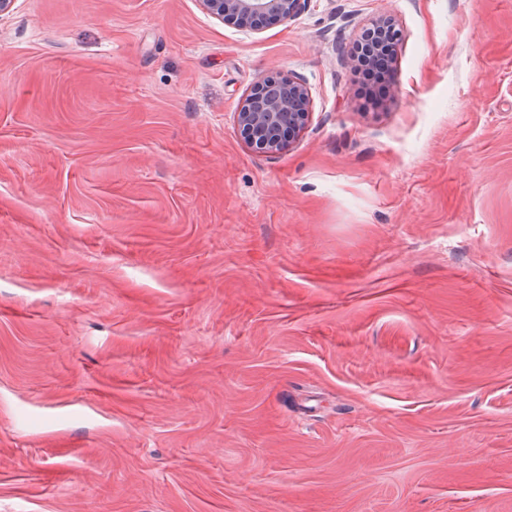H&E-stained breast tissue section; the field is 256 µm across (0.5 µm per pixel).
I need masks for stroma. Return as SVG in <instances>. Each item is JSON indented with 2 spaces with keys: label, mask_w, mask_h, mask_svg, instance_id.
<instances>
[{
  "label": "stroma",
  "mask_w": 512,
  "mask_h": 512,
  "mask_svg": "<svg viewBox=\"0 0 512 512\" xmlns=\"http://www.w3.org/2000/svg\"><path fill=\"white\" fill-rule=\"evenodd\" d=\"M275 73L312 118L261 154ZM0 512H512V0H16ZM310 0H198L202 9L217 20L259 29L268 19L288 21ZM371 26L388 31L390 42L381 41L374 47V50L379 53H381L383 50L392 60V58L397 53L400 36L395 28L392 27L391 19L387 17H379L372 22ZM373 33L369 35L367 38L363 37V41L359 43L356 47V51L354 56L359 59L361 63L360 66H357L356 70L361 78V83L364 88L369 90V93L373 95V93L380 94V90H382L387 83V74L380 70L370 69L364 66L362 59L365 57L366 49L369 43V40L372 38ZM254 91L245 95L236 113L240 133L255 151L281 152L311 120L310 93L299 78L282 73L264 77Z\"/></svg>",
  "instance_id": "35a3bbf8"
}]
</instances>
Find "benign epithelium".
Instances as JSON below:
<instances>
[{
  "instance_id": "7a95c632",
  "label": "benign epithelium",
  "mask_w": 512,
  "mask_h": 512,
  "mask_svg": "<svg viewBox=\"0 0 512 512\" xmlns=\"http://www.w3.org/2000/svg\"><path fill=\"white\" fill-rule=\"evenodd\" d=\"M202 9L217 20L240 27L259 28L268 19L288 21L298 15L308 0H198ZM375 28L388 32L389 41L374 47L389 57L397 53L400 36L391 19L379 17ZM312 117L310 93L297 77L278 73L263 78L256 92H248L236 113V122L246 145L261 153L285 150L306 128Z\"/></svg>"
}]
</instances>
